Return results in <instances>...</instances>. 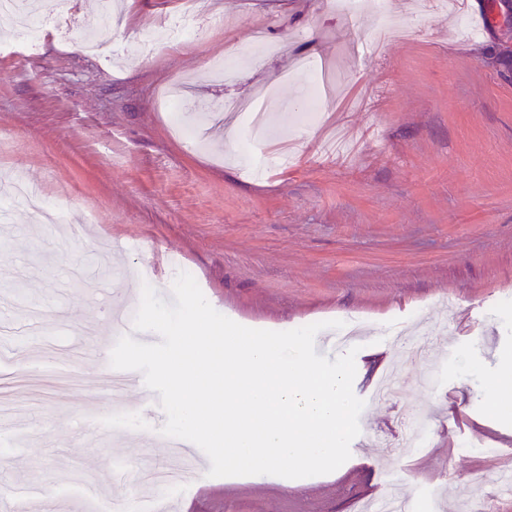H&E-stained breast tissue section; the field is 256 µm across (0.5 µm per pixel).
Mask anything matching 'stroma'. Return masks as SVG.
I'll list each match as a JSON object with an SVG mask.
<instances>
[{"mask_svg":"<svg viewBox=\"0 0 512 512\" xmlns=\"http://www.w3.org/2000/svg\"><path fill=\"white\" fill-rule=\"evenodd\" d=\"M68 38L47 33L31 55L0 37V177L23 170L73 217L95 216L81 236L38 224L23 204L0 223V307L13 320L0 340L38 332L50 351L21 350L14 386L0 393V487L33 485L44 512L131 505L127 482L104 483L111 466L135 473L165 465L158 393L99 394L108 356L65 357L112 333L119 292L150 285L166 303L178 269L192 272L210 305L243 326L287 331L356 319L353 390L370 442L336 471L187 479V512H358L387 485L420 512H512V491L483 488V472L512 471V412L485 392L512 360V70L494 51L512 41L502 0L487 33L476 18L414 14L388 0L394 23L415 37L369 49L373 0L357 16L336 0H204L202 36L144 44L183 0H137L114 41L120 66L82 51L79 33L98 0H77ZM283 51L219 88L199 83L178 115L159 93L198 76L215 56L242 52L250 28ZM309 57L338 90L318 123H280L302 109L292 72ZM270 85L264 152L292 161L263 180L240 147L246 120L224 141L219 108ZM129 242L102 251L101 238ZM424 419L418 448L401 442L409 414Z\"/></svg>","mask_w":512,"mask_h":512,"instance_id":"35a3bbf8","label":"stroma"}]
</instances>
